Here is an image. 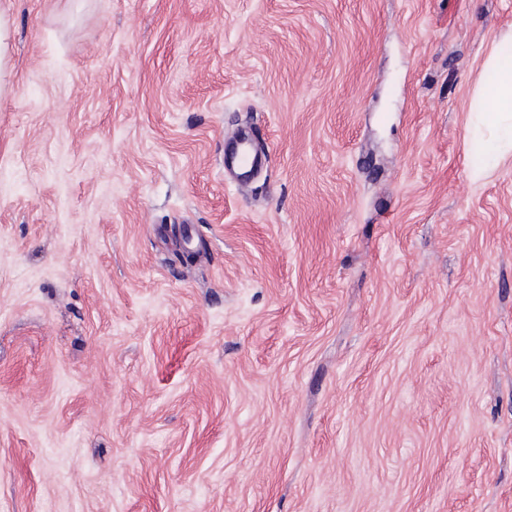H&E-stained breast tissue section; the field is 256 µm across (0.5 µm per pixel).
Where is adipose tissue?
I'll use <instances>...</instances> for the list:
<instances>
[{
	"label": "adipose tissue",
	"instance_id": "adipose-tissue-1",
	"mask_svg": "<svg viewBox=\"0 0 512 512\" xmlns=\"http://www.w3.org/2000/svg\"><path fill=\"white\" fill-rule=\"evenodd\" d=\"M485 69L490 78L479 91L475 130L483 136V170H490L504 152H512V55L494 53L487 59Z\"/></svg>",
	"mask_w": 512,
	"mask_h": 512
}]
</instances>
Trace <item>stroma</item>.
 <instances>
[{
    "mask_svg": "<svg viewBox=\"0 0 512 512\" xmlns=\"http://www.w3.org/2000/svg\"><path fill=\"white\" fill-rule=\"evenodd\" d=\"M0 10V512H512V0ZM12 27V20L8 14L0 10V98L7 96L11 90L12 67L9 57V36ZM485 71L490 74L479 91V111L475 131L484 135L485 164L471 176L475 180L493 169L505 151L512 152V55L498 52L489 57ZM263 163L249 134L242 133L231 147L224 148V169L236 168L241 175L247 176Z\"/></svg>",
    "mask_w": 512,
    "mask_h": 512,
    "instance_id": "stroma-1",
    "label": "stroma"
}]
</instances>
